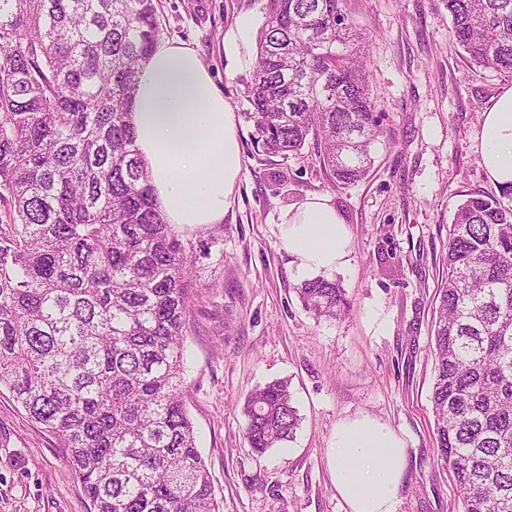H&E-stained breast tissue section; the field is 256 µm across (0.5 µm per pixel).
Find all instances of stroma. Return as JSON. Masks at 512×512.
<instances>
[{
  "label": "stroma",
  "mask_w": 512,
  "mask_h": 512,
  "mask_svg": "<svg viewBox=\"0 0 512 512\" xmlns=\"http://www.w3.org/2000/svg\"><path fill=\"white\" fill-rule=\"evenodd\" d=\"M160 36L188 42L235 112L257 45L224 51L242 14L266 22V0H161ZM383 134L367 179L337 187L314 144L266 157L239 122L243 174L218 224L178 225L190 261L185 403L222 512H347L329 469L337 423L367 414L407 448L398 512H458V491L435 451L429 400L431 322L443 246L467 194L495 193L478 138L485 109L512 75L470 64L446 0H346ZM497 193V192H496ZM328 196L351 234L336 273L349 310L319 321L279 238L283 216ZM291 382L300 424L283 448L252 452L244 404L267 382ZM0 512H90L57 440L0 394Z\"/></svg>",
  "instance_id": "obj_1"
}]
</instances>
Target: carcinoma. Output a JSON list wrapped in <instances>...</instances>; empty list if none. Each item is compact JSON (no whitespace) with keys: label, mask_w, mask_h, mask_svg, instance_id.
<instances>
[{"label":"carcinoma","mask_w":512,"mask_h":512,"mask_svg":"<svg viewBox=\"0 0 512 512\" xmlns=\"http://www.w3.org/2000/svg\"><path fill=\"white\" fill-rule=\"evenodd\" d=\"M344 0H267L247 86L250 140H314L336 185L367 178L382 134ZM470 63L512 74V0H447ZM156 0H0V388L64 448L90 512H220L184 403L190 267L128 121L160 34ZM430 401L460 512H512V208L469 195L448 225ZM316 319L349 308L324 277ZM262 454L299 426L290 382L256 389Z\"/></svg>","instance_id":"cac0c4a2"}]
</instances>
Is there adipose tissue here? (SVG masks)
<instances>
[{
    "label": "adipose tissue",
    "mask_w": 512,
    "mask_h": 512,
    "mask_svg": "<svg viewBox=\"0 0 512 512\" xmlns=\"http://www.w3.org/2000/svg\"><path fill=\"white\" fill-rule=\"evenodd\" d=\"M130 122L166 223H220L242 174L237 116L188 43H155ZM479 138L489 179L512 188V87L484 112ZM279 232L301 277L329 279L349 262V229L327 196L306 198ZM332 448L330 471L349 512H397L406 448L389 425L367 414L342 419Z\"/></svg>",
    "instance_id": "ef3b65f1"
}]
</instances>
